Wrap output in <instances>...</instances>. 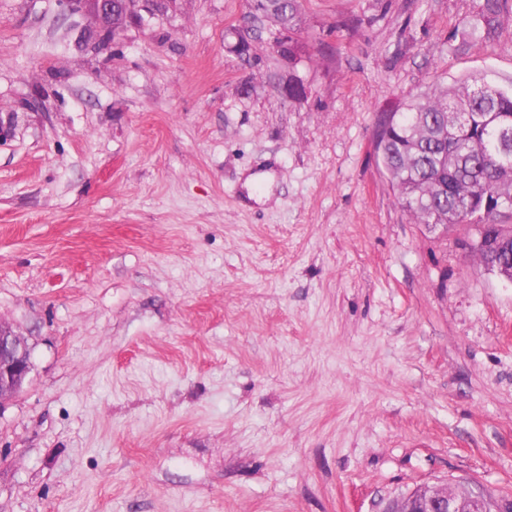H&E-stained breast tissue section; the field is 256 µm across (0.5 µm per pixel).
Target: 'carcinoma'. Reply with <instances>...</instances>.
<instances>
[{"label":"carcinoma","instance_id":"carcinoma-1","mask_svg":"<svg viewBox=\"0 0 512 512\" xmlns=\"http://www.w3.org/2000/svg\"><path fill=\"white\" fill-rule=\"evenodd\" d=\"M283 30L297 25V0H254ZM507 0H485L483 19L502 16ZM471 112L460 132L448 130L445 103ZM397 201L416 224H488L496 257L512 259V224L499 220L498 181L512 168V88L465 80L424 94L388 114L375 145Z\"/></svg>","mask_w":512,"mask_h":512}]
</instances>
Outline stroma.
<instances>
[{"mask_svg":"<svg viewBox=\"0 0 512 512\" xmlns=\"http://www.w3.org/2000/svg\"><path fill=\"white\" fill-rule=\"evenodd\" d=\"M483 4L299 0L288 60L253 0H161L100 51L88 15L0 0V320L31 362L0 512L512 499V283L375 151L401 102L512 86ZM383 512H488V501L466 488L424 484L414 495L394 498Z\"/></svg>","mask_w":512,"mask_h":512,"instance_id":"1","label":"stroma"}]
</instances>
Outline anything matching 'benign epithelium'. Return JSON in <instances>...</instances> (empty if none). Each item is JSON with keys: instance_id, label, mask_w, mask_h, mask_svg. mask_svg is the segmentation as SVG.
Segmentation results:
<instances>
[{"instance_id": "7a95c632", "label": "benign epithelium", "mask_w": 512, "mask_h": 512, "mask_svg": "<svg viewBox=\"0 0 512 512\" xmlns=\"http://www.w3.org/2000/svg\"><path fill=\"white\" fill-rule=\"evenodd\" d=\"M66 8L79 13L86 10L98 25L94 47L112 43V31L132 18L130 4L148 8L153 0H127L129 7L116 12L117 0H62ZM30 370V359L25 339L0 321V403L16 395L22 388ZM383 512H488L487 498L476 495L466 488H450L446 485L420 486L414 495L397 497L391 507Z\"/></svg>"}]
</instances>
